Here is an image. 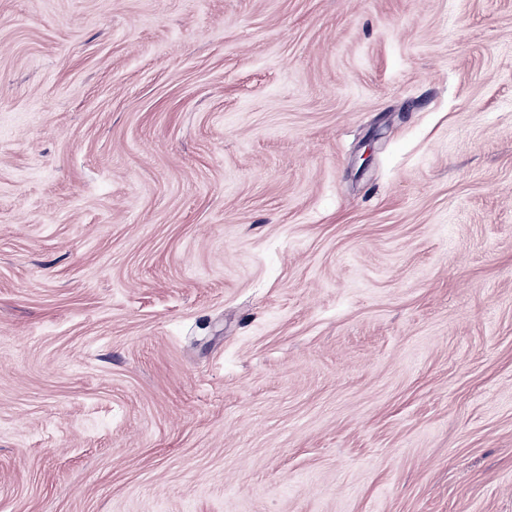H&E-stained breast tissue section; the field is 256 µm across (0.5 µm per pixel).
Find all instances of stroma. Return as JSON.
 <instances>
[{"mask_svg": "<svg viewBox=\"0 0 512 512\" xmlns=\"http://www.w3.org/2000/svg\"><path fill=\"white\" fill-rule=\"evenodd\" d=\"M0 512H512V0H0Z\"/></svg>", "mask_w": 512, "mask_h": 512, "instance_id": "obj_1", "label": "stroma"}]
</instances>
